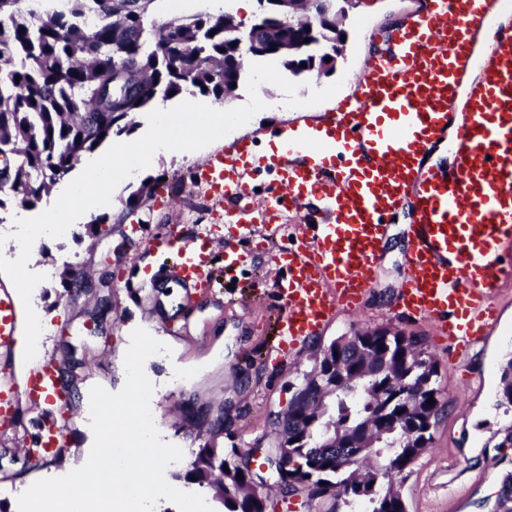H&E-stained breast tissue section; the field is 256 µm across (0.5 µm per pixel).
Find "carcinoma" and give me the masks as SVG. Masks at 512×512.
<instances>
[{
  "label": "carcinoma",
  "instance_id": "carcinoma-1",
  "mask_svg": "<svg viewBox=\"0 0 512 512\" xmlns=\"http://www.w3.org/2000/svg\"><path fill=\"white\" fill-rule=\"evenodd\" d=\"M0 0V153L14 158L9 179L20 187L16 197L33 204L50 189L51 175L70 171L80 156L134 126V116L158 100L184 93L224 100V86L240 83L244 59L274 57L294 76L329 66L336 33L322 22L305 29L297 17L284 19L271 0H262L255 45L238 44L235 26L225 12L200 11L170 18L157 26L147 15L153 0ZM310 42H305V39ZM292 42L288 56L271 47ZM307 67H301V64ZM362 339H336L348 369L363 366L365 343L382 345L372 362L377 376L342 383L308 422L291 418L288 434L296 439L288 452L282 481L288 490L318 485L316 496L364 501L367 512H406L393 488L401 475L432 441L444 411L437 385L419 392L416 402L403 403L401 393L420 388L426 371L405 359L396 341L383 343L378 330ZM434 403L429 405V397ZM498 406L512 410V358L500 368ZM374 424L373 467L361 475L349 467L354 448ZM348 432L349 444L321 441L329 431ZM207 466L191 473L197 481L226 482L237 494L224 498V512H265L264 500L245 488L262 477L240 460L235 448H200Z\"/></svg>",
  "mask_w": 512,
  "mask_h": 512
}]
</instances>
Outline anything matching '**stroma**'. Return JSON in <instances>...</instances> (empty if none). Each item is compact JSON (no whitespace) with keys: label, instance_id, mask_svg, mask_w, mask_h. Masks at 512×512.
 <instances>
[{"label":"stroma","instance_id":"stroma-1","mask_svg":"<svg viewBox=\"0 0 512 512\" xmlns=\"http://www.w3.org/2000/svg\"><path fill=\"white\" fill-rule=\"evenodd\" d=\"M418 0H349L346 57L335 72L306 75L298 97L311 90L341 82V94H350L375 50L360 22L368 18L374 27L387 28L415 10ZM268 107L244 126L214 141L221 151L242 138L254 139L258 152L274 144L273 131L329 111V103L288 108L285 95L275 85L259 88ZM204 153L187 156L159 153L151 166L124 180L114 191L111 204L100 210L103 230L89 232L86 222L72 225L60 238L40 240V257L31 272L48 267L40 311L49 324L44 356L66 358L76 377L77 389L100 383L120 391L122 370L130 334L151 328L157 340L169 345L171 354H156L146 361L144 372L154 385L150 407L162 441L184 449L205 445L236 447L239 452L275 445L272 422L284 411L294 385L313 366L318 346L340 336L378 327H396L422 337L424 348L438 369L437 383L445 409L433 432V442L397 480L407 512H505L498 497L502 481L512 471V412L496 408L499 369L512 356V289L500 302L499 325L473 343L462 357L416 317L395 305L404 276L408 213L391 223L386 248L377 262V283L360 311L337 314L317 336L311 337L295 357L274 363L266 352L274 337L280 299L266 286L263 263L254 256L255 244L241 239L243 260L229 270L221 285L195 307H187L183 289L162 276L165 259L145 250V242L159 230L190 234L223 224L222 213L198 201L193 174ZM168 183L174 198L168 208L143 196L138 206L127 203L129 194L143 183ZM143 226L131 236V220ZM120 269L109 284H101L104 267ZM158 270L157 278L143 274L144 267ZM83 268L87 289L78 294L62 288L64 271ZM71 444L64 458L29 467L13 443L34 436L44 423L39 409L24 406L19 423L0 426V512H18L17 497L29 482L49 474H61L82 459L91 438L81 399H74Z\"/></svg>","mask_w":512,"mask_h":512}]
</instances>
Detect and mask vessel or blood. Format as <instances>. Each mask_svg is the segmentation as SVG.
<instances>
[{
	"label": "vessel or blood",
	"mask_w": 512,
	"mask_h": 512,
	"mask_svg": "<svg viewBox=\"0 0 512 512\" xmlns=\"http://www.w3.org/2000/svg\"><path fill=\"white\" fill-rule=\"evenodd\" d=\"M503 10V0H422L378 35L365 75L332 111L281 129L270 152L246 138L196 168L195 185L226 223L248 225L260 240L282 300L276 360L358 308L388 220L403 208L411 224L399 304L458 355L496 327L512 288V27L498 24ZM441 143L450 163H430ZM261 174L277 190L259 201ZM292 216L293 235L282 234ZM238 243L235 234L159 233L147 249L200 296L238 264ZM17 332L13 292L1 283L0 419L23 398L47 411L37 439L18 449L48 457L70 436L63 386L49 360L14 386Z\"/></svg>",
	"instance_id": "vessel-or-blood-1"
}]
</instances>
